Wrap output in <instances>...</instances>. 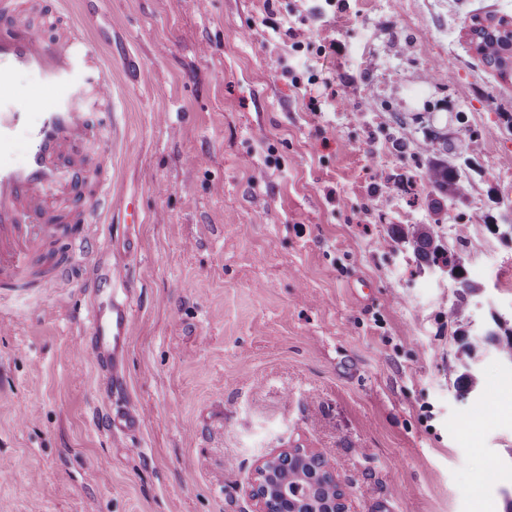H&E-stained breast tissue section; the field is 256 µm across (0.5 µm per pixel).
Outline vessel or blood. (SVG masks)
<instances>
[{"instance_id":"b4317fda","label":"vessel or blood","mask_w":512,"mask_h":512,"mask_svg":"<svg viewBox=\"0 0 512 512\" xmlns=\"http://www.w3.org/2000/svg\"><path fill=\"white\" fill-rule=\"evenodd\" d=\"M36 76L38 90L21 77ZM54 91L43 103L40 90ZM114 104L112 70L95 43L74 33L42 35L19 0H0V299L38 287L66 303L73 281L92 298L76 350L103 373L104 391L122 388L132 300L106 288L98 259H87L101 210L142 224L134 201L115 198L88 153L112 129L98 122ZM142 416L133 405L108 413L107 434H131Z\"/></svg>"}]
</instances>
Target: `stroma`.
<instances>
[{"label": "stroma", "instance_id": "obj_1", "mask_svg": "<svg viewBox=\"0 0 512 512\" xmlns=\"http://www.w3.org/2000/svg\"><path fill=\"white\" fill-rule=\"evenodd\" d=\"M44 7L109 36L105 169L150 220L102 258L133 296L112 400L75 352L82 288L63 308L50 288L0 301V512H252L276 448L322 454L351 512H512V362L483 348L479 389L455 382L459 334L512 329V80L464 32L512 0ZM292 67L331 81L330 112L308 110ZM431 129L470 182L438 214L411 162ZM396 224L435 225L476 293L420 267ZM126 403L139 432L101 433Z\"/></svg>", "mask_w": 512, "mask_h": 512}]
</instances>
